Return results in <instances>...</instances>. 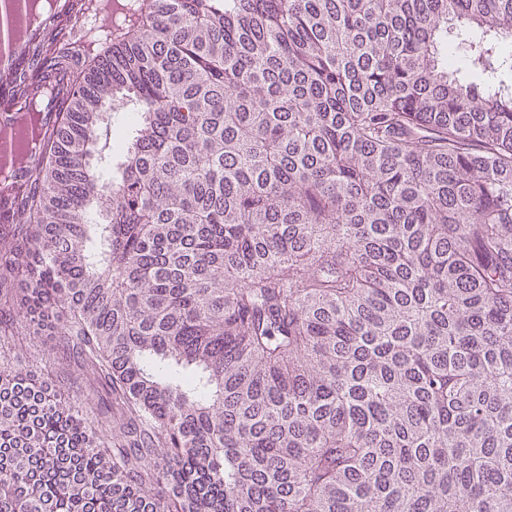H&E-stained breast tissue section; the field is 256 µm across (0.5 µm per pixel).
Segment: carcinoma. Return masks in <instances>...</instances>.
<instances>
[{"mask_svg":"<svg viewBox=\"0 0 512 512\" xmlns=\"http://www.w3.org/2000/svg\"><path fill=\"white\" fill-rule=\"evenodd\" d=\"M74 26L0 223V512H512V0ZM63 61L47 72L43 86L34 95V97L44 96L42 109L39 113V122L43 127L55 125L57 112H59L56 108L57 103L59 99L68 96L72 87L71 65L68 60ZM24 352L27 353L32 360L43 362L46 360L50 362L53 370L54 378L60 381L61 384L66 387H71V392L76 390V384H73V379L77 381V384H82L81 379L74 371L75 368L73 363L63 359L62 353H57L52 350L53 341L50 336H26L21 341ZM73 386V387H72Z\"/></svg>","mask_w":512,"mask_h":512,"instance_id":"carcinoma-1","label":"carcinoma"}]
</instances>
